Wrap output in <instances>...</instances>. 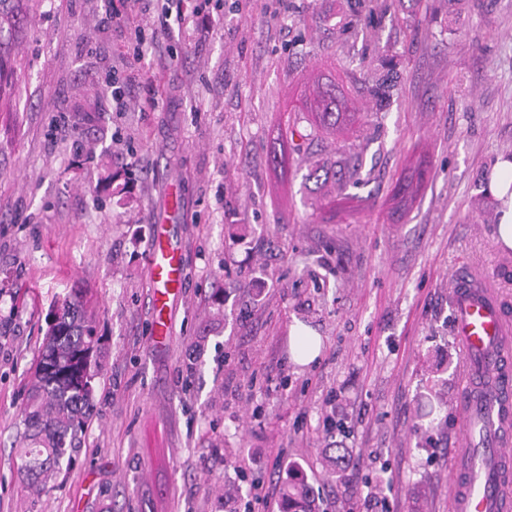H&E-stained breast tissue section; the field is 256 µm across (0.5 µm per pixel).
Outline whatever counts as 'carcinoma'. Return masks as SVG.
<instances>
[{
	"mask_svg": "<svg viewBox=\"0 0 512 512\" xmlns=\"http://www.w3.org/2000/svg\"><path fill=\"white\" fill-rule=\"evenodd\" d=\"M21 0H0V68L11 62V42L4 36V23L13 17ZM394 87L391 73L381 75L371 89L376 106H381ZM317 128L333 133L345 121L336 86L320 92ZM59 332L48 330L34 365L25 409L24 435L19 469L34 480H45L71 465L67 450L80 442L90 421L92 381L98 371L88 366L98 340L93 314L83 298L71 295L54 315ZM283 512H320L311 487L289 472L280 480Z\"/></svg>",
	"mask_w": 512,
	"mask_h": 512,
	"instance_id": "obj_1",
	"label": "carcinoma"
}]
</instances>
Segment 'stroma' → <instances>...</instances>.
Masks as SVG:
<instances>
[{
	"label": "stroma",
	"instance_id": "stroma-1",
	"mask_svg": "<svg viewBox=\"0 0 512 512\" xmlns=\"http://www.w3.org/2000/svg\"><path fill=\"white\" fill-rule=\"evenodd\" d=\"M104 0H24L0 93V512H280L295 467L321 512H449L463 428L448 281L512 307L484 177L512 154V0H223L205 39ZM163 51L138 58L139 43ZM395 87L371 111L378 58ZM117 71L130 109L102 82ZM163 102L141 110L143 72ZM357 119L293 150L318 84ZM358 158V183L317 165ZM185 283L153 345L152 227L169 192ZM95 310L93 417L75 463L17 468L27 381L53 306ZM302 323L320 355L295 363ZM346 452L351 464L331 467ZM238 486L233 499L225 484ZM149 2L151 0H119L123 5V10L112 7V10L107 9V20L117 25H131L138 21V16L144 17L150 10Z\"/></svg>",
	"mask_w": 512,
	"mask_h": 512
}]
</instances>
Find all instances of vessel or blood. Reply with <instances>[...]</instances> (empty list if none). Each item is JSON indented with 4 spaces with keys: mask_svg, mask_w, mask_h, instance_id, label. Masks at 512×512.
<instances>
[{
    "mask_svg": "<svg viewBox=\"0 0 512 512\" xmlns=\"http://www.w3.org/2000/svg\"><path fill=\"white\" fill-rule=\"evenodd\" d=\"M147 277L157 307H168L183 278L182 254L165 225L152 232ZM454 334L464 355L456 411L464 423L452 512H512V316L480 275L449 282Z\"/></svg>",
    "mask_w": 512,
    "mask_h": 512,
    "instance_id": "b4317fda",
    "label": "vessel or blood"
}]
</instances>
